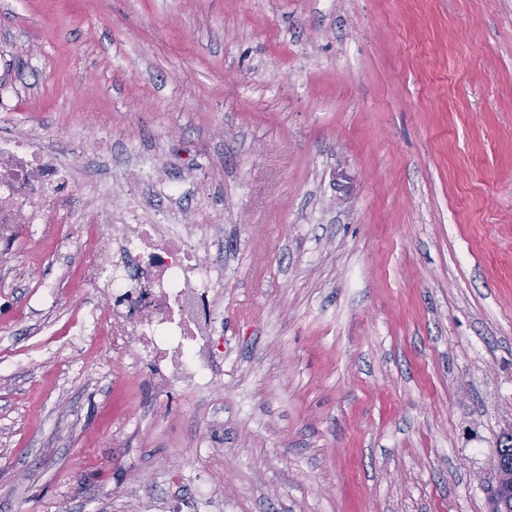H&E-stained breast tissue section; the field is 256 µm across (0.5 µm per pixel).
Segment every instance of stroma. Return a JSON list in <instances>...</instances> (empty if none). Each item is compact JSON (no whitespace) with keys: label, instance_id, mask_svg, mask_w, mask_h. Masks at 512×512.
I'll list each match as a JSON object with an SVG mask.
<instances>
[{"label":"stroma","instance_id":"1","mask_svg":"<svg viewBox=\"0 0 512 512\" xmlns=\"http://www.w3.org/2000/svg\"><path fill=\"white\" fill-rule=\"evenodd\" d=\"M0 131L224 210V369L113 343L83 225L0 240V512H488L512 429V0H0Z\"/></svg>","mask_w":512,"mask_h":512}]
</instances>
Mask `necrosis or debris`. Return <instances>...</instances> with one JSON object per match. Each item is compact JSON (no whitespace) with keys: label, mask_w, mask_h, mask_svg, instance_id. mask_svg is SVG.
<instances>
[{"label":"necrosis or debris","mask_w":512,"mask_h":512,"mask_svg":"<svg viewBox=\"0 0 512 512\" xmlns=\"http://www.w3.org/2000/svg\"><path fill=\"white\" fill-rule=\"evenodd\" d=\"M66 151L43 139L0 137V234L17 224H81L104 260L95 284L110 287L112 342L134 362L163 367L169 382L198 392L214 382L213 336L224 319L223 273L200 249L223 212L141 210L138 197L99 207L109 185L78 180Z\"/></svg>","instance_id":"1"}]
</instances>
